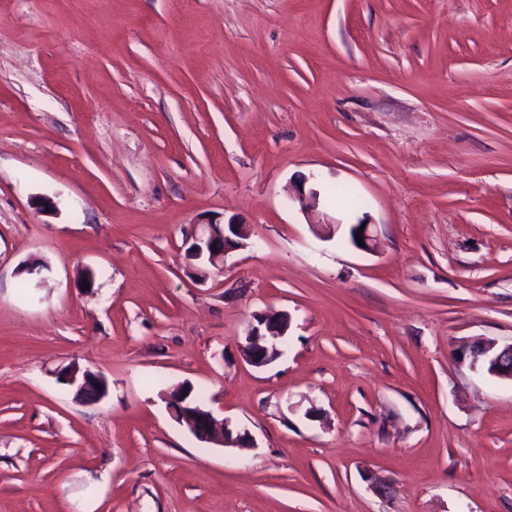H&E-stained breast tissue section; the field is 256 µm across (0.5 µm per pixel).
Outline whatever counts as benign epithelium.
I'll return each instance as SVG.
<instances>
[{
	"instance_id": "7a95c632",
	"label": "benign epithelium",
	"mask_w": 512,
	"mask_h": 512,
	"mask_svg": "<svg viewBox=\"0 0 512 512\" xmlns=\"http://www.w3.org/2000/svg\"><path fill=\"white\" fill-rule=\"evenodd\" d=\"M361 236L363 250H370L375 244L372 224L360 222L350 225L349 237ZM250 237V227L243 223H220L208 219L200 223L191 235V253L195 260L213 267L224 262V256L245 246L243 238ZM290 326L289 314L285 311L268 309L252 316L245 334L237 338L238 347L244 360L254 367H264L278 359L281 346ZM474 358L489 360L493 364L492 374L512 380V344L502 348L491 341L481 342L472 351ZM99 387L92 388L88 377H78L75 370L65 374L64 381L76 389V396L85 403H98L108 394V382L104 375L94 374ZM168 407L174 416L184 423L193 436L201 443L225 448H252L254 440L245 429H233L228 418L217 417L214 412L192 396V389L181 384L165 394Z\"/></svg>"
}]
</instances>
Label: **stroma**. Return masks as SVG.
<instances>
[{
    "mask_svg": "<svg viewBox=\"0 0 512 512\" xmlns=\"http://www.w3.org/2000/svg\"><path fill=\"white\" fill-rule=\"evenodd\" d=\"M208 218L251 236L202 281ZM483 340L512 343V0H0V512H512ZM184 382L254 447L198 442ZM290 326L289 314L268 309L252 316L245 334L236 337L244 360L254 367H264L278 359ZM94 377L97 380L96 384L100 385V388H92L89 385L88 377H78L77 372L73 369L69 373L65 374L64 381L67 385L75 387L76 396L78 399L85 403H98L102 401L108 394V382L104 375L100 373H94Z\"/></svg>",
    "mask_w": 512,
    "mask_h": 512,
    "instance_id": "obj_1",
    "label": "stroma"
}]
</instances>
